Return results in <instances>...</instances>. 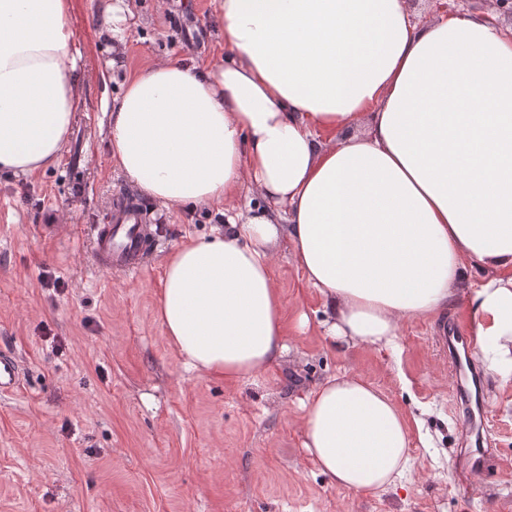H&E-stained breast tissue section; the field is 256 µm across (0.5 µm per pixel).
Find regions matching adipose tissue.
I'll list each match as a JSON object with an SVG mask.
<instances>
[{
    "label": "adipose tissue",
    "instance_id": "obj_1",
    "mask_svg": "<svg viewBox=\"0 0 512 512\" xmlns=\"http://www.w3.org/2000/svg\"><path fill=\"white\" fill-rule=\"evenodd\" d=\"M218 66L165 60L127 81L109 127L125 177L224 229L164 264L159 318L187 365L238 382L285 353L273 247L287 241L337 343L397 350L408 318L466 296L473 344L512 379V32L407 0H217ZM71 0H0V173L59 159L81 107ZM250 185L265 201L242 216ZM489 270L481 282L468 268ZM308 462L377 495L409 463L395 402L354 373L302 403Z\"/></svg>",
    "mask_w": 512,
    "mask_h": 512
}]
</instances>
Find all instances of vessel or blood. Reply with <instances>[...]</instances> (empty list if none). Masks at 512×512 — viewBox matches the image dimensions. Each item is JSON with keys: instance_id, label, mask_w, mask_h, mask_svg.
<instances>
[{"instance_id": "1", "label": "vessel or blood", "mask_w": 512, "mask_h": 512, "mask_svg": "<svg viewBox=\"0 0 512 512\" xmlns=\"http://www.w3.org/2000/svg\"><path fill=\"white\" fill-rule=\"evenodd\" d=\"M145 203L117 193L109 221L96 226L94 258L98 270L137 274L160 244L159 230L151 228ZM23 385L21 366L10 354H0V396L18 393Z\"/></svg>"}]
</instances>
